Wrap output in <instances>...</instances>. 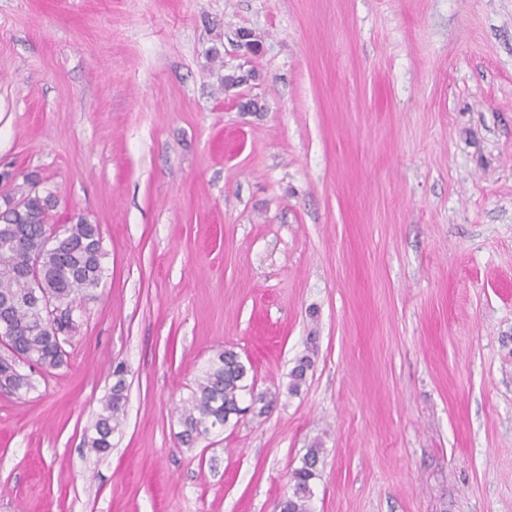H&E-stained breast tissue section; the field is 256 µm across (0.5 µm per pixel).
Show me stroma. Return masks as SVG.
<instances>
[{"instance_id": "obj_1", "label": "stroma", "mask_w": 512, "mask_h": 512, "mask_svg": "<svg viewBox=\"0 0 512 512\" xmlns=\"http://www.w3.org/2000/svg\"><path fill=\"white\" fill-rule=\"evenodd\" d=\"M33 188L104 272L0 390V512H279L316 441L312 512H512V0H0ZM227 348L278 401L183 443ZM112 375L116 377V381L93 425L94 434L87 436L85 440L87 448L98 456L107 454L112 448V434L118 429L125 413L127 387L123 370L116 367Z\"/></svg>"}]
</instances>
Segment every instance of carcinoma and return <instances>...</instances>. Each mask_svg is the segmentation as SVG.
I'll use <instances>...</instances> for the list:
<instances>
[{"label": "carcinoma", "mask_w": 512, "mask_h": 512, "mask_svg": "<svg viewBox=\"0 0 512 512\" xmlns=\"http://www.w3.org/2000/svg\"><path fill=\"white\" fill-rule=\"evenodd\" d=\"M47 203L48 199L29 193L0 212V328L10 331L13 350L10 356L0 357V382L15 393L33 388L30 375L18 369L21 359H31L46 369L62 363L59 333L64 324L60 318L50 317L48 306L76 303L77 296L98 285L103 274L102 239L97 225L80 218L67 225L58 241L49 245ZM19 236L26 241L22 249L12 245ZM310 369L309 357L298 359L289 373V394L300 392ZM112 376L116 381L93 425L94 434L85 440L98 456L112 448V434L125 413L123 370L115 368ZM246 393L251 395V406L260 405V415L274 405L273 397L253 395L247 365L235 351L220 352L198 379L190 404L182 411L185 442L222 430L231 419L248 412L250 406H241ZM321 453L317 443L306 450L301 466L291 473L290 494L280 502V512H311L312 483L318 476Z\"/></svg>", "instance_id": "cac0c4a2"}]
</instances>
